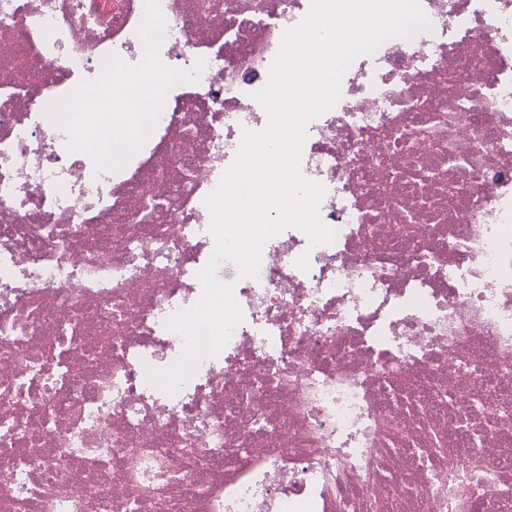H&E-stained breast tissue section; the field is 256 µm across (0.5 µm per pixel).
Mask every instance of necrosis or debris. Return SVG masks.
<instances>
[{"instance_id": "obj_1", "label": "necrosis or debris", "mask_w": 512, "mask_h": 512, "mask_svg": "<svg viewBox=\"0 0 512 512\" xmlns=\"http://www.w3.org/2000/svg\"><path fill=\"white\" fill-rule=\"evenodd\" d=\"M420 5L429 29L305 125L333 241L289 226L257 277L220 262L244 319L168 392L148 372L202 295L204 199L311 0H160L161 60L204 68L117 170L46 110L141 61L145 0H0V512H445L478 460L472 512H512V0ZM494 480V471L482 464H474L462 472L449 467L448 482L443 489L447 497V512H469L474 492Z\"/></svg>"}]
</instances>
